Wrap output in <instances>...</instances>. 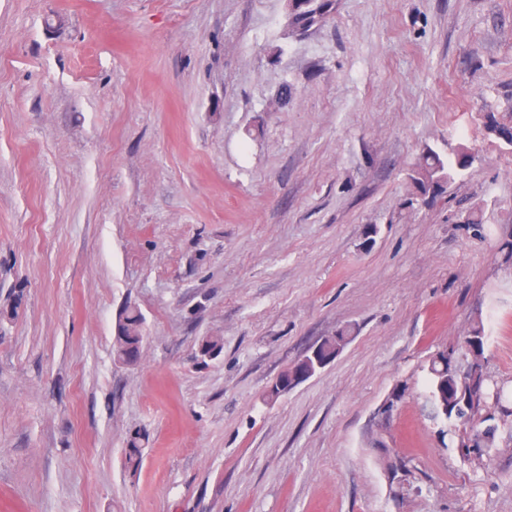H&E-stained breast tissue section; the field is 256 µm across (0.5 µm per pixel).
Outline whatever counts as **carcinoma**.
Listing matches in <instances>:
<instances>
[{
    "label": "carcinoma",
    "instance_id": "carcinoma-1",
    "mask_svg": "<svg viewBox=\"0 0 512 512\" xmlns=\"http://www.w3.org/2000/svg\"><path fill=\"white\" fill-rule=\"evenodd\" d=\"M327 3L321 2L315 5L306 14L294 18V22L302 21L307 26L321 23L325 16ZM470 155L461 152L455 159L443 161L434 152H429L423 158V164L412 177L417 189L426 194L437 187L443 181H451L459 172L465 170L469 164ZM21 298L12 294L0 305V318L12 319L19 313ZM350 331L339 337L329 336L325 338L314 352V357L303 356L298 359L281 376L271 390L270 395L279 396L294 388L301 382L313 376L314 362L326 366L332 362L349 340ZM144 317L134 306L127 307L116 326L113 336L114 359L125 366H134L140 359L141 347L145 341ZM484 329L476 326L469 336L464 338L465 347L450 349L448 353H439L438 359L432 362L429 373L428 392L434 399L444 398L445 409H436V415L443 417L453 426L475 431L482 423L481 417L487 416L492 420L499 417L500 420L512 418V407L508 406V400L502 388L486 376L480 381L469 382L461 378V374L468 371V356L464 348L470 346L484 347ZM224 349V341L220 336H205L199 343L198 356L206 360V356L218 357ZM125 461L129 469L135 471L142 462V437L136 433L126 442Z\"/></svg>",
    "mask_w": 512,
    "mask_h": 512
}]
</instances>
